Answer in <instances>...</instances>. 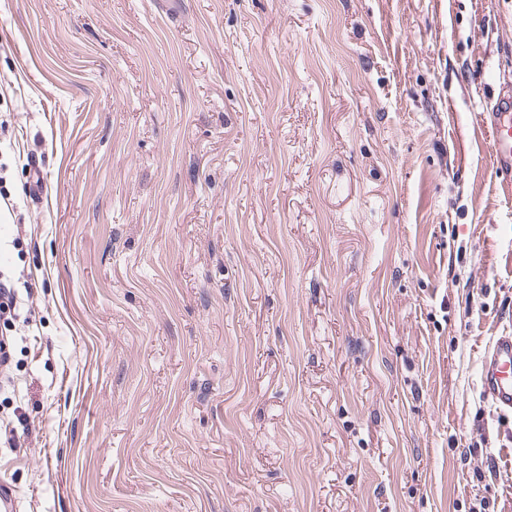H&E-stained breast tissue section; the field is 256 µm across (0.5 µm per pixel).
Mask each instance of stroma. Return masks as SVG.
I'll list each match as a JSON object with an SVG mask.
<instances>
[{"label":"stroma","instance_id":"obj_1","mask_svg":"<svg viewBox=\"0 0 512 512\" xmlns=\"http://www.w3.org/2000/svg\"><path fill=\"white\" fill-rule=\"evenodd\" d=\"M512 0H0L19 512H512ZM490 124L495 174L500 184L512 193V91L503 89L496 101L482 114ZM481 388L499 413H512V332L491 342L481 363Z\"/></svg>","mask_w":512,"mask_h":512}]
</instances>
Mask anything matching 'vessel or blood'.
Returning <instances> with one entry per match:
<instances>
[{"label": "vessel or blood", "instance_id": "1", "mask_svg": "<svg viewBox=\"0 0 512 512\" xmlns=\"http://www.w3.org/2000/svg\"><path fill=\"white\" fill-rule=\"evenodd\" d=\"M483 119L490 125L495 174L503 189L512 193V91L501 90ZM481 388L499 413H512V332L491 342L481 363Z\"/></svg>", "mask_w": 512, "mask_h": 512}]
</instances>
